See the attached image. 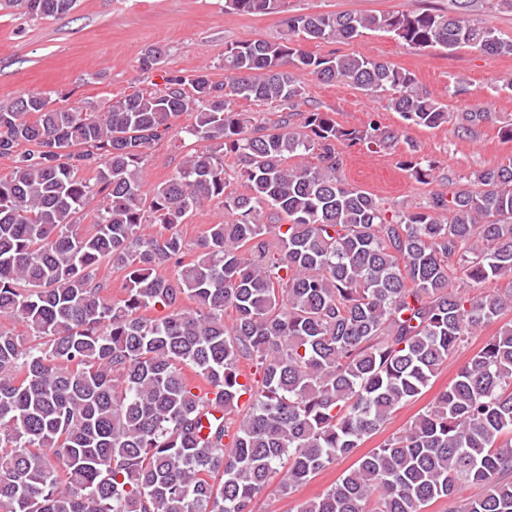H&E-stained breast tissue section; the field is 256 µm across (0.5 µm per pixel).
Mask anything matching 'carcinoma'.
<instances>
[{
    "label": "carcinoma",
    "mask_w": 512,
    "mask_h": 512,
    "mask_svg": "<svg viewBox=\"0 0 512 512\" xmlns=\"http://www.w3.org/2000/svg\"><path fill=\"white\" fill-rule=\"evenodd\" d=\"M7 2L47 18L77 0ZM227 2L265 14L282 0ZM482 9L451 0L446 11L290 17L275 41L228 44L222 81L202 68L105 108L41 93L0 108V156L13 162L0 176V317L33 336L0 328V512H253L275 477L289 495L352 455L420 398L466 336L512 311V284L486 287L512 276L511 163L460 178L417 211L389 209L344 181L336 144L388 150L400 131L298 110L310 74L388 99L409 125L473 135L492 113L450 112L388 61L318 57L292 36L385 32L415 49L512 56V39L472 18ZM238 100L274 103L280 119L251 125ZM185 112L195 121L181 133L197 147L143 189L148 151ZM227 156L240 183L229 193ZM401 166L437 180L431 160ZM95 199L96 230L80 234L75 217ZM211 201L230 221L208 225L188 260L176 228ZM144 224L167 234L145 235ZM103 261L125 272L120 299L95 282ZM169 266L174 277L158 273ZM157 306L164 314L145 315ZM509 473L512 323L299 512H422L437 501L512 512ZM463 483L484 493L460 510Z\"/></svg>",
    "instance_id": "obj_1"
}]
</instances>
